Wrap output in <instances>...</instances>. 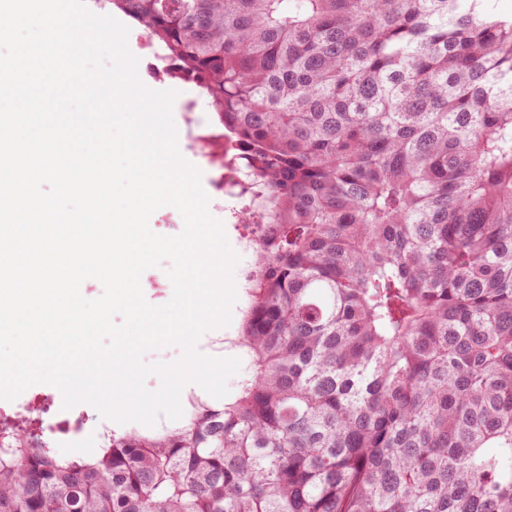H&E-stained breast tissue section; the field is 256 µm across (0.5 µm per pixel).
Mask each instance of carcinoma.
<instances>
[{
    "mask_svg": "<svg viewBox=\"0 0 512 512\" xmlns=\"http://www.w3.org/2000/svg\"><path fill=\"white\" fill-rule=\"evenodd\" d=\"M246 166L221 406L62 455L0 423V512H512V17L494 0H94Z\"/></svg>",
    "mask_w": 512,
    "mask_h": 512,
    "instance_id": "cac0c4a2",
    "label": "carcinoma"
}]
</instances>
